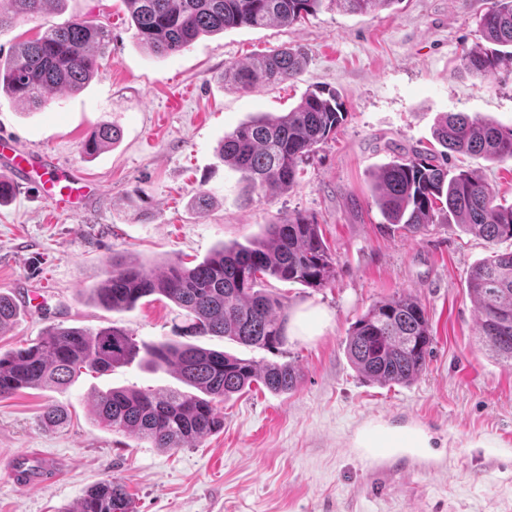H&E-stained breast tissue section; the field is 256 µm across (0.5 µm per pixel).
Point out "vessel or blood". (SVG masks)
<instances>
[{"mask_svg":"<svg viewBox=\"0 0 512 512\" xmlns=\"http://www.w3.org/2000/svg\"><path fill=\"white\" fill-rule=\"evenodd\" d=\"M0 168L14 184L35 188L61 210H82L98 193L90 179L61 164L49 152L19 148L14 138L5 134L0 135Z\"/></svg>","mask_w":512,"mask_h":512,"instance_id":"1","label":"vessel or blood"}]
</instances>
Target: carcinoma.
I'll return each instance as SVG.
<instances>
[{"label": "carcinoma", "instance_id": "cac0c4a2", "mask_svg": "<svg viewBox=\"0 0 512 512\" xmlns=\"http://www.w3.org/2000/svg\"><path fill=\"white\" fill-rule=\"evenodd\" d=\"M64 0H0V28L18 16L35 17ZM139 41L156 55L188 47L201 35L242 26L288 28L314 14L323 0H123ZM349 13H372L399 0H334ZM485 44L464 55L472 73L490 77L512 60V0H494L479 17ZM111 32L101 24L73 20L19 43L0 58V90L39 110L52 92H78L93 78L99 59L112 52ZM304 53L282 48L231 64L224 80L249 91L258 85L292 81L303 71ZM345 118L334 89L307 91L291 111L258 116L224 136V164L253 191L287 190L319 145L335 135ZM118 137L98 128L81 149L87 155ZM434 140L441 149H414L375 176L374 199L387 223L417 233L431 224L456 222L494 245L512 240V205L496 203V192L474 174L448 171V154L512 160V128L459 113L438 121ZM337 261L320 224L301 213L267 226L264 237L246 245H224L192 267L180 259L162 272L137 261L112 260L94 299L110 311L131 309L143 298L160 296L183 311L173 337L146 342L109 326L97 331L52 326L25 348L0 354V399L27 388L71 384L82 371L105 373L138 360L172 367L188 391L156 393L112 388L96 395L94 417L104 429L138 436L154 448H185L224 429L219 404L262 384L291 392L301 380L290 363L259 364L189 342L217 336L268 352L288 340L285 301L264 288L265 279L321 290L336 282ZM467 291L478 310L481 343L487 354L512 368V251L495 252L470 271ZM20 306L0 293V332L13 325ZM432 345L429 320L421 303L399 296L373 304L353 324L346 339L349 360L364 377L381 385L413 382L424 370ZM57 405L41 416L47 428L67 423ZM80 512H133L123 486L104 480L79 504Z\"/></svg>", "mask_w": 512, "mask_h": 512}]
</instances>
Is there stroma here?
I'll return each mask as SVG.
<instances>
[{"label": "stroma", "mask_w": 512, "mask_h": 512, "mask_svg": "<svg viewBox=\"0 0 512 512\" xmlns=\"http://www.w3.org/2000/svg\"><path fill=\"white\" fill-rule=\"evenodd\" d=\"M492 0H397L375 13L339 10L330 0L288 27H241L202 36L181 52L156 56L140 43L121 0H65L62 9L18 17L0 28V55L74 18L107 26L112 52L81 91L51 94L30 111L0 93V134L20 148L46 150L93 180L99 194L77 214L51 215L33 188L0 203V291L24 311L0 333V352L25 347L49 327L116 325L159 341L180 320L167 299L148 297L108 311L92 290L114 257L155 271L179 258L194 265L222 245L248 244L279 217L316 218L335 253L338 277L317 291L272 281L289 309L326 310L321 335L292 338L270 353L220 337L202 346L258 362L291 363L299 387L261 386L224 402V428L201 443L170 450L101 428L98 392L124 387L182 389L169 368L139 364L84 373L65 389H23L0 399V512H75L97 482L123 484L135 512H512V369L482 348L466 288L471 268L512 240L489 245L457 224L417 234L387 229L371 186L380 168L432 146L444 114L463 112L512 128V63L488 79L463 63L480 40L479 17ZM282 46H300L298 79L243 92L224 81L226 65ZM317 86L337 89L346 118L286 191L253 193L224 165L225 135L261 115L278 116ZM120 131L112 147L82 153L101 124ZM466 170L512 204V160L454 154ZM207 210L192 208L198 191ZM411 296L424 307L433 344L408 385L365 380L346 353L352 324L371 305ZM69 412L59 429L42 426L47 404ZM420 429L427 455L372 457L352 441L365 424ZM36 450L54 460L44 486L21 488L10 459Z\"/></svg>", "instance_id": "stroma-1"}]
</instances>
